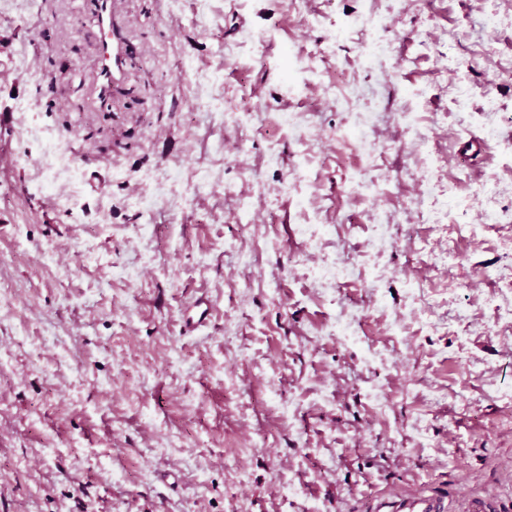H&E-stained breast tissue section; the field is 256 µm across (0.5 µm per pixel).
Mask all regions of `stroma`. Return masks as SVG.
Segmentation results:
<instances>
[{"instance_id": "stroma-1", "label": "stroma", "mask_w": 512, "mask_h": 512, "mask_svg": "<svg viewBox=\"0 0 512 512\" xmlns=\"http://www.w3.org/2000/svg\"><path fill=\"white\" fill-rule=\"evenodd\" d=\"M112 2L106 110L93 0H0V512H512V0ZM94 12L101 33L100 95L106 96L125 77L128 49L117 29L112 12V0H96ZM448 506L444 499L423 489L407 490L393 500L382 499L376 506V512H446Z\"/></svg>"}]
</instances>
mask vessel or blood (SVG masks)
Here are the masks:
<instances>
[{
	"instance_id": "1",
	"label": "vessel or blood",
	"mask_w": 512,
	"mask_h": 512,
	"mask_svg": "<svg viewBox=\"0 0 512 512\" xmlns=\"http://www.w3.org/2000/svg\"><path fill=\"white\" fill-rule=\"evenodd\" d=\"M94 12L101 33L100 93L108 95L126 74L128 49L117 29L112 0H95ZM444 499L422 489H411L395 497L380 500L376 512H447Z\"/></svg>"
}]
</instances>
